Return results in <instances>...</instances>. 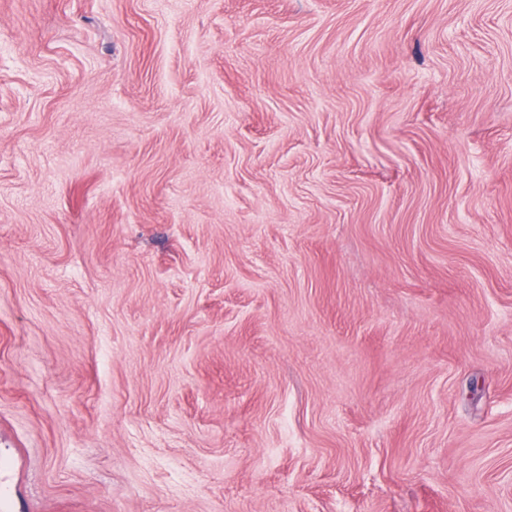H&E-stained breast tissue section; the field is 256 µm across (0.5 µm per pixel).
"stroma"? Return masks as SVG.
I'll use <instances>...</instances> for the list:
<instances>
[{
    "label": "stroma",
    "instance_id": "35a3bbf8",
    "mask_svg": "<svg viewBox=\"0 0 512 512\" xmlns=\"http://www.w3.org/2000/svg\"><path fill=\"white\" fill-rule=\"evenodd\" d=\"M0 512H512V0H0Z\"/></svg>",
    "mask_w": 512,
    "mask_h": 512
}]
</instances>
